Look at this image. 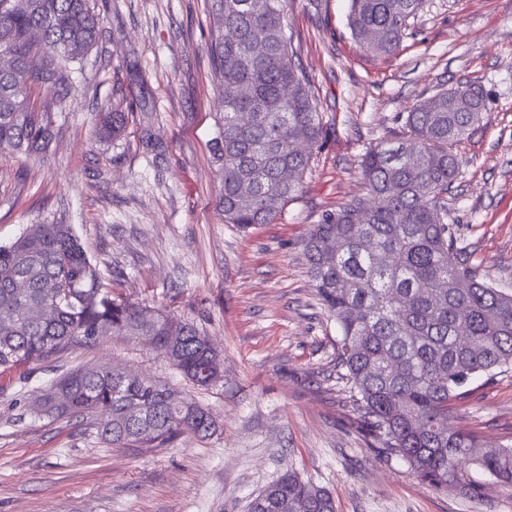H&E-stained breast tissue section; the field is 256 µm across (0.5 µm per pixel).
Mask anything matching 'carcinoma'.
I'll list each match as a JSON object with an SVG mask.
<instances>
[{"label": "carcinoma", "instance_id": "carcinoma-1", "mask_svg": "<svg viewBox=\"0 0 512 512\" xmlns=\"http://www.w3.org/2000/svg\"><path fill=\"white\" fill-rule=\"evenodd\" d=\"M290 0H212L208 47L221 72L213 153L223 177L224 223L245 230L273 223L298 191L323 131L311 80L286 20ZM422 0H349L351 35L373 57L400 51ZM101 34L90 0H0V149L45 158L55 138L54 105L37 103L45 82L64 83L68 63ZM247 88L240 96L235 90ZM479 89H441L407 113L406 135L370 148L361 161L365 193L311 225L308 270L336 319L337 367L351 383L357 429L371 447L405 460L422 481L449 491L468 462L512 485V446L483 448L448 422L452 402L476 377L512 370V293L478 279L448 220V188L462 159L454 148L484 119ZM123 112H102L98 132L118 136ZM304 141L308 151L295 144ZM338 250L330 249L331 243ZM466 287H461V284ZM53 315L41 314L46 304ZM112 298L99 265L73 224H32L0 246V371L46 362L104 336L139 340L192 384L223 377L218 353L189 321ZM180 336L171 348L165 337ZM54 419L96 418L101 440L156 448L212 427L200 406L183 409L166 387L115 368L87 366L34 399ZM249 512H336L330 493L289 469L249 504Z\"/></svg>", "mask_w": 512, "mask_h": 512}]
</instances>
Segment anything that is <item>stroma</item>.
Listing matches in <instances>:
<instances>
[{
	"label": "stroma",
	"mask_w": 512,
	"mask_h": 512,
	"mask_svg": "<svg viewBox=\"0 0 512 512\" xmlns=\"http://www.w3.org/2000/svg\"><path fill=\"white\" fill-rule=\"evenodd\" d=\"M98 43L73 64L48 159L0 150V245L31 224L77 225L113 297L194 321L224 360L197 389L147 345L105 337L0 373V512H248L286 468L328 489L336 512H512V486L469 468L443 493L372 448L336 368L339 330L303 254L311 225L362 195L366 150L404 132L437 90L480 88L486 117L457 146L448 221L478 278L512 289V0H423L400 51L366 55L347 0H291L288 30L323 114L296 195L270 224L239 230L219 208L212 158L220 76L210 0H94ZM128 114L101 137L98 113ZM128 369L208 409L213 435L143 450L103 443L89 420L48 419L31 400L85 366ZM453 424L512 445V373L474 380Z\"/></svg>",
	"instance_id": "stroma-1"
}]
</instances>
